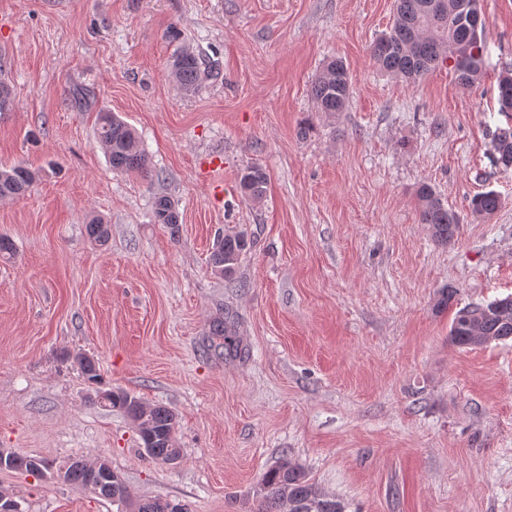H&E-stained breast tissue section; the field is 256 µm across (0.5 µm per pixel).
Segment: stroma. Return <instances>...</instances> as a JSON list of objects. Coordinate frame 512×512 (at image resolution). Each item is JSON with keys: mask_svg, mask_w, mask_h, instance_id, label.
Segmentation results:
<instances>
[{"mask_svg": "<svg viewBox=\"0 0 512 512\" xmlns=\"http://www.w3.org/2000/svg\"><path fill=\"white\" fill-rule=\"evenodd\" d=\"M481 5L484 75L465 90L444 65L408 84L374 63L395 0H0V168L41 173L0 199V448L109 460L136 498L188 512H253L285 460L344 512H512V339L448 336L460 308L512 295V170L491 163L512 126V0ZM183 48L217 64L190 95L169 77ZM333 59L353 94L330 115L310 87ZM103 109L136 130L148 174L112 169ZM251 165L258 203L238 186ZM424 182L460 218L451 244L419 221ZM488 190L501 207L473 213ZM161 196L177 234L152 220ZM232 229L250 248L227 279L209 255ZM221 314L246 356L210 347ZM109 389L175 411L177 463L96 401ZM0 487L24 512H117L46 476ZM268 176L259 166H249L241 173L239 187L241 192L254 202H261L267 191Z\"/></svg>", "mask_w": 512, "mask_h": 512, "instance_id": "stroma-1", "label": "stroma"}]
</instances>
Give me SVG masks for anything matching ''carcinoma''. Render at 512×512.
Wrapping results in <instances>:
<instances>
[{"label": "carcinoma", "mask_w": 512, "mask_h": 512, "mask_svg": "<svg viewBox=\"0 0 512 512\" xmlns=\"http://www.w3.org/2000/svg\"><path fill=\"white\" fill-rule=\"evenodd\" d=\"M458 0H448V14L434 8V0H396V11L387 33L378 38L371 56L375 63L390 75L408 83H415L436 67L450 63L449 70L458 85L464 89L478 84L483 77L484 45L474 34L469 16L455 9ZM205 75L202 59L185 48L179 51L171 64V77L185 93H193ZM352 94V81L346 65L340 60L326 64L311 87V95L321 112L336 114L343 111ZM500 111L512 112V73L498 79ZM99 141L105 146L112 169L142 172L146 158L133 128L117 113L101 111L97 114ZM493 163L507 171L512 169V129H502L495 136ZM38 177V173L18 164L0 170V198L24 194ZM268 176L259 166H249L241 173V192L254 202L264 199ZM421 223L429 226L433 241L446 245L459 231V218L446 207L428 183L416 192ZM502 205L501 197L493 190L482 192L472 200V210L481 216L493 215ZM153 220L176 234L179 214L173 201L159 197L153 208ZM250 246L242 231L224 234L217 239L210 255L215 273L232 277L241 255ZM209 335L222 340L228 356L242 354L243 348L230 322L218 317L209 328ZM451 341L460 347H476L486 341L512 339V296L497 298L485 304L460 309L450 326ZM81 373L89 380L99 376L98 363L91 357H76ZM109 405L124 410L139 432L146 454L161 462L181 457L173 435L175 413L161 405H151L125 392L113 391L107 395ZM43 469L55 473L56 479L79 490L93 473L94 464L81 458H68L59 463L41 460ZM96 496L121 506H135V512H167L170 502L162 498L133 501V495L123 476L112 483H101ZM255 512H343L334 498L322 494L315 483L299 467L283 461L267 470L262 478L261 497Z\"/></svg>", "instance_id": "cac0c4a2"}]
</instances>
